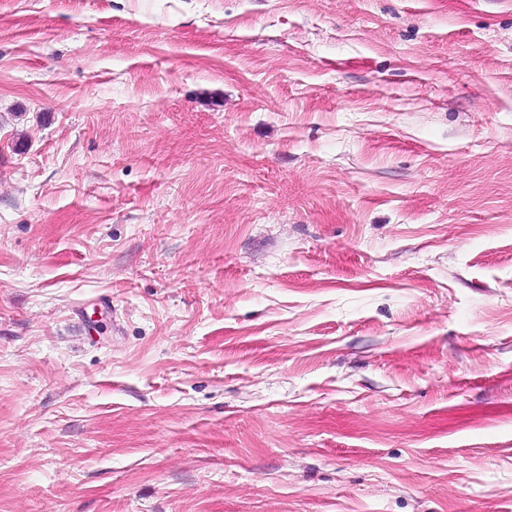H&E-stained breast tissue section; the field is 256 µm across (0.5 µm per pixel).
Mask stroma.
<instances>
[{
  "mask_svg": "<svg viewBox=\"0 0 512 512\" xmlns=\"http://www.w3.org/2000/svg\"><path fill=\"white\" fill-rule=\"evenodd\" d=\"M0 512H512V0H0Z\"/></svg>",
  "mask_w": 512,
  "mask_h": 512,
  "instance_id": "35a3bbf8",
  "label": "stroma"
}]
</instances>
